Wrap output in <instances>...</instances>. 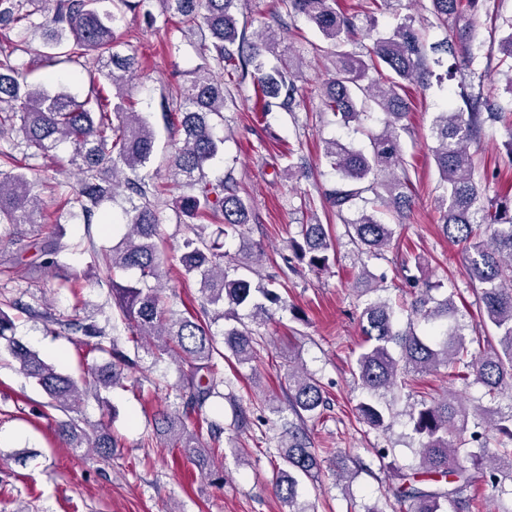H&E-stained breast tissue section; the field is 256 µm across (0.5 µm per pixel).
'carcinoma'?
<instances>
[{
    "instance_id": "obj_1",
    "label": "carcinoma",
    "mask_w": 512,
    "mask_h": 512,
    "mask_svg": "<svg viewBox=\"0 0 512 512\" xmlns=\"http://www.w3.org/2000/svg\"><path fill=\"white\" fill-rule=\"evenodd\" d=\"M41 9L30 0H0V24L22 34L30 28L41 32L40 62L44 67L79 66L112 86L108 94L98 91L83 101L28 81L29 71L17 63L13 52H0V136L16 134L13 149L27 158L48 155L60 143L72 145L68 165L79 183L68 192L69 217H78L92 227L101 219L104 204L116 194V184L104 177H123L131 208L125 210L126 231L100 253L112 280L109 310L99 311L103 320L75 316L62 320L41 312L19 298L0 307V345L18 364L19 371L33 380L48 397L47 406L68 419L61 423L70 448H85L101 457L112 455L116 442L107 428L81 426L73 417L81 396L123 385L124 370L136 365L139 341L149 342L148 354L169 356L182 364L179 395L182 410L158 413L148 443L181 449L202 469L214 472V465L199 442L196 429L188 426L193 417L202 418L215 447H220L224 422L203 416V410L216 402H229L234 425L243 429L250 419L240 406L234 382L219 374L215 358L231 356L237 365L256 358L258 345L253 330L238 327L239 309H250L252 322L261 325L269 318L271 306L286 307L269 285L253 288L249 279L235 274L249 266L242 259L224 260V254L196 232L180 245L179 264L187 277L199 279L203 300L200 309L178 315L169 309L161 293L166 276L163 250L159 245V219L152 204L157 188L141 174L151 160L154 131L149 119L135 110L127 82L138 71L134 54L116 51L119 44L115 23L123 10L158 4L162 14L194 26L201 24L204 44L194 78L173 98L174 123L178 146L171 160V173L185 189L177 201L183 224H220V232H235L250 223L251 204L239 194L234 180L227 177L215 183L207 179L210 161L224 148V139L215 136L211 118L222 116L230 96L224 76H237L242 83L251 78L263 111L273 108L292 110L297 105L296 79L292 66H267V56L280 53V34L268 28L255 41L239 29L236 9L240 0H44ZM479 0H429V12L442 25L448 18L474 9ZM287 15H302L315 25L330 45L334 76L323 95V113L345 125H363L368 111L377 107L384 114L383 127L365 131L369 149H356L337 139L326 142L325 156L336 172L333 187L323 193L328 206L336 211L345 233L354 245L360 263L381 259L394 241V225L375 216L382 206L404 216L412 206L407 192L410 179L404 167L401 133L409 105L402 96L406 84L430 87L431 65L442 56H456L454 43L445 41L426 46L410 20L397 24L383 36L358 37L351 18L336 8L337 0H281ZM41 14V22L34 21ZM356 50L349 51L347 46ZM502 61L508 63L509 89L512 90V23L498 41ZM231 72L226 74V67ZM502 124L512 128V109L506 110L489 98L476 99L467 109L437 112L430 127L435 142L432 149L439 172L437 209L443 236L462 246L467 254L468 274L478 283L477 303L483 310V327H492L495 338H480L465 332L459 308L450 293L435 298L437 286L427 282L411 301L406 325L388 298L367 300L359 322L364 345L356 355L352 375L360 382L364 398L357 405L362 423L373 430L389 428L386 395L408 385L413 374L448 369V381L464 386L477 383L494 402L512 391V193L494 191L486 200L488 188L474 181L473 154L469 145L480 140L488 127ZM41 214L38 181L22 168H0V228L34 227ZM293 258L306 262L312 270L329 268L332 237L323 224H302L299 239L288 244ZM69 249L62 234L54 230L42 243L45 265L55 270L59 287L72 283L58 257ZM136 270V281L122 282L117 274ZM154 284H149V281ZM18 310L41 317L59 330L84 337L87 353L109 357L89 369L93 386L86 390L72 375L58 371L39 354L16 338ZM120 320L133 343L134 355L126 353L108 331ZM217 319L225 321L224 349L217 347L211 329ZM486 347L475 355L474 342ZM328 399L321 382L304 367L288 370L286 408L274 407L278 414L288 410L277 444L280 464L273 469L272 484L288 512H308L299 502L298 488L306 478L322 470L324 457L305 429V420L322 414ZM413 433L418 440V466L400 474L401 484L384 494L366 512H473V498L466 495L474 482V470L489 474L493 484L512 481V402L507 407L470 411L461 395L450 390L438 398H423L412 414ZM336 474L348 479L357 471L369 470L349 451L333 455Z\"/></svg>"
}]
</instances>
